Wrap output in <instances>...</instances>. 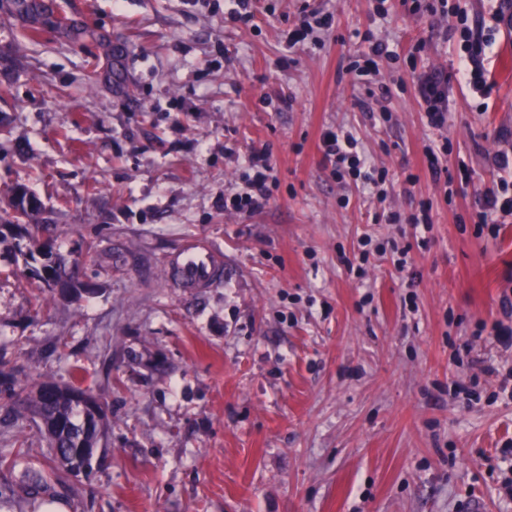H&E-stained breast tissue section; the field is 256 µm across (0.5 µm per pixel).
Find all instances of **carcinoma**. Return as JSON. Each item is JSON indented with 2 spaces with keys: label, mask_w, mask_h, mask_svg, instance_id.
<instances>
[{
  "label": "carcinoma",
  "mask_w": 512,
  "mask_h": 512,
  "mask_svg": "<svg viewBox=\"0 0 512 512\" xmlns=\"http://www.w3.org/2000/svg\"><path fill=\"white\" fill-rule=\"evenodd\" d=\"M23 200L22 189H16L12 197L13 223L9 229L18 240L28 235L27 225L21 220L29 215L30 209L23 205ZM25 256L28 275L50 292L55 286L70 285L75 280L76 264H68L46 246L35 251L29 248ZM82 383V377L76 374L68 384L39 377L20 388L23 404L41 420L49 445L61 464V470L54 473L57 478L64 473L87 471L91 463L82 456L81 449L97 447L100 437L106 433L105 413L92 410L95 398Z\"/></svg>",
  "instance_id": "cac0c4a2"
}]
</instances>
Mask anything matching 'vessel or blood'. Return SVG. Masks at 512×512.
Returning a JSON list of instances; mask_svg holds the SVG:
<instances>
[{"label": "vessel or blood", "instance_id": "1", "mask_svg": "<svg viewBox=\"0 0 512 512\" xmlns=\"http://www.w3.org/2000/svg\"><path fill=\"white\" fill-rule=\"evenodd\" d=\"M224 262L219 253L205 243L193 240L165 268V280L183 292L213 286L222 279Z\"/></svg>", "mask_w": 512, "mask_h": 512}]
</instances>
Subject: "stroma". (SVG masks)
Masks as SVG:
<instances>
[{"mask_svg":"<svg viewBox=\"0 0 512 512\" xmlns=\"http://www.w3.org/2000/svg\"><path fill=\"white\" fill-rule=\"evenodd\" d=\"M306 1L333 25L292 48ZM228 9L0 0V207L24 187L91 287L45 297L0 244V454L19 455L0 471V512H512L499 468L512 399L486 370L512 368V349L479 331L512 326V223L491 239L470 220L497 181L486 156L512 135V33L490 0L421 20L402 0H255L248 28ZM466 26L490 39L482 91L454 75ZM366 30L396 54L373 98L347 69ZM431 73L448 78L446 180L423 153ZM338 126L388 169L384 204L332 177L319 139ZM264 147L268 206L226 214L225 188ZM423 200L433 224L408 270L385 255L349 274L363 236L412 238L377 213ZM190 240L222 255V283L165 282ZM76 370L104 405L105 461L57 480L6 386Z\"/></svg>","mask_w":512,"mask_h":512,"instance_id":"obj_1","label":"stroma"}]
</instances>
